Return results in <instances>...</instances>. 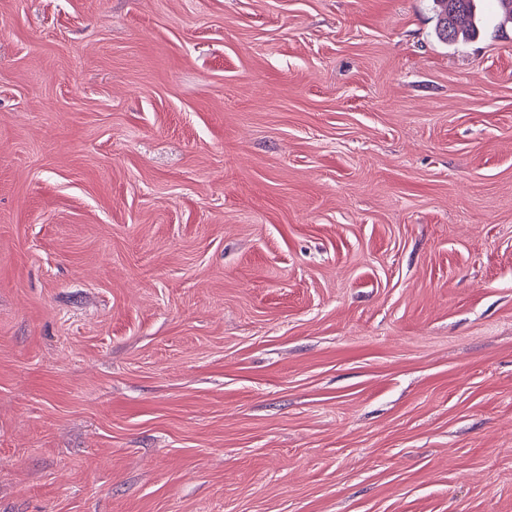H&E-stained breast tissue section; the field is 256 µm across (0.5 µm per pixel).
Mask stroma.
Segmentation results:
<instances>
[{
  "mask_svg": "<svg viewBox=\"0 0 512 512\" xmlns=\"http://www.w3.org/2000/svg\"><path fill=\"white\" fill-rule=\"evenodd\" d=\"M0 0V512H512V24Z\"/></svg>",
  "mask_w": 512,
  "mask_h": 512,
  "instance_id": "35a3bbf8",
  "label": "stroma"
}]
</instances>
